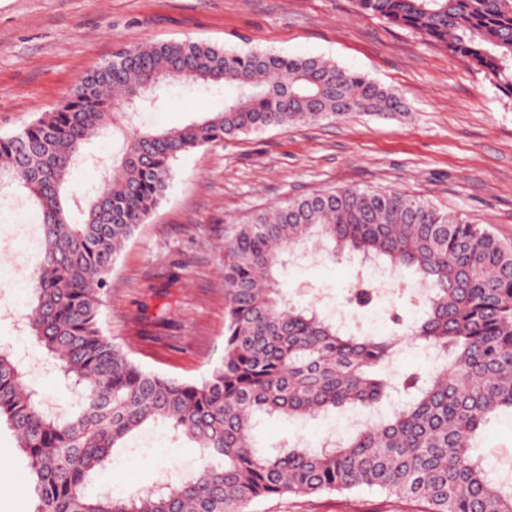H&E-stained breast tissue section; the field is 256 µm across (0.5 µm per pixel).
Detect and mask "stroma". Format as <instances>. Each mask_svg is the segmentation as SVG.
<instances>
[{
    "mask_svg": "<svg viewBox=\"0 0 512 512\" xmlns=\"http://www.w3.org/2000/svg\"><path fill=\"white\" fill-rule=\"evenodd\" d=\"M201 41L227 50L329 58L401 95L402 111L357 112L333 123L240 135L181 155L165 197L139 227L107 278L103 330L144 368L181 380L209 378L224 356V241L284 199L330 188L399 190L486 225L512 241V95L477 68L406 28L364 15L355 0H0V135L10 134L68 97L87 73L121 48ZM224 106V93L179 82L163 87L156 109L139 113L149 129L181 126ZM33 207L12 196L0 208V336L11 351L31 350L22 316L29 277L43 260ZM279 280L292 302L351 322L352 288L362 266L306 245ZM23 275L12 273L15 263ZM381 300L362 326L386 331L392 312L412 319L405 292L413 270L379 271ZM359 410L302 422L265 418L260 446L318 445L352 429ZM193 442L173 440L167 424L128 437L97 478L117 494L148 488L162 474L197 469ZM25 454L0 422V512H32L33 486L16 484ZM254 512H417L414 503L359 491L275 497Z\"/></svg>",
    "mask_w": 512,
    "mask_h": 512,
    "instance_id": "stroma-1",
    "label": "stroma"
}]
</instances>
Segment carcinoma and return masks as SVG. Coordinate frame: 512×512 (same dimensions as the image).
<instances>
[{
  "label": "carcinoma",
  "mask_w": 512,
  "mask_h": 512,
  "mask_svg": "<svg viewBox=\"0 0 512 512\" xmlns=\"http://www.w3.org/2000/svg\"><path fill=\"white\" fill-rule=\"evenodd\" d=\"M360 11L409 28L512 91V0H356ZM232 90L224 108L175 129H142L135 112L156 106L163 84ZM401 98L329 61L228 51L207 43L120 50L71 95L20 131L0 137V182L22 189L43 228L25 326L41 358L78 394L76 409L44 407L29 368L0 351V420L27 456L33 512H249L261 498L367 489L426 505L424 512H512V482L490 476L478 454L489 423L512 416V242L479 224L393 190L344 187L292 197L232 226L224 247V360L198 383L143 369L105 336L102 290L121 250L159 207L181 155L246 132L392 113ZM125 128L118 157L81 151L89 137ZM100 173L75 202L72 172ZM313 242L396 273L414 269L424 294L406 332L346 333L313 307L283 296L285 257ZM379 292L359 282L352 303ZM414 339L444 355L398 375L399 411L354 427L325 448L258 451V416L302 420L331 409H376L389 368ZM169 422L206 462L158 489L91 496L126 437ZM219 458L213 466L209 460Z\"/></svg>",
  "instance_id": "carcinoma-1"
}]
</instances>
